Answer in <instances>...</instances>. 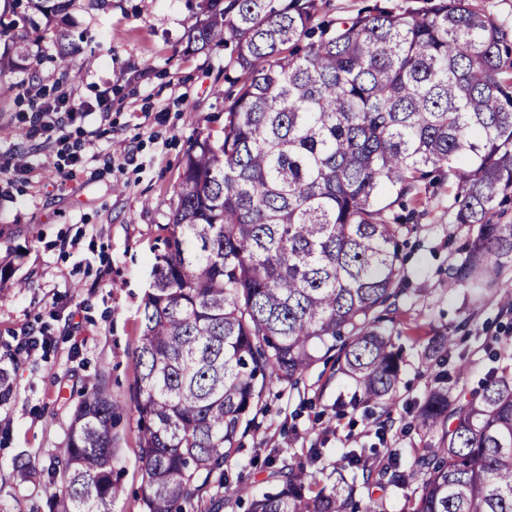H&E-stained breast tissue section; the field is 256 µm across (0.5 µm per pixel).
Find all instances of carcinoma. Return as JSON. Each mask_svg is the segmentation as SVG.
Masks as SVG:
<instances>
[{
  "label": "carcinoma",
  "instance_id": "obj_1",
  "mask_svg": "<svg viewBox=\"0 0 512 512\" xmlns=\"http://www.w3.org/2000/svg\"><path fill=\"white\" fill-rule=\"evenodd\" d=\"M14 0L0 12V99L31 69L30 45L76 4ZM184 51L224 49L238 86L222 135L198 134L172 195L164 250L142 300L136 362L144 512H185L228 464L273 385L322 355L359 402L396 405L400 354L378 326L396 306L407 204L434 179L456 186L453 221L477 227L448 270V287L494 284L512 262V28L468 0L395 12L374 4L317 21L319 0H197ZM75 39L55 29L70 72ZM455 345L444 332L427 350ZM417 409L437 433L410 471L351 451L334 480L311 471L322 450L291 457L281 483L244 512H380L357 488L420 477L411 512H512V376L448 403V371ZM112 397L76 405L63 453L47 469L60 512H107L113 478Z\"/></svg>",
  "mask_w": 512,
  "mask_h": 512
}]
</instances>
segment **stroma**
Masks as SVG:
<instances>
[{
	"mask_svg": "<svg viewBox=\"0 0 512 512\" xmlns=\"http://www.w3.org/2000/svg\"><path fill=\"white\" fill-rule=\"evenodd\" d=\"M73 33L94 37L62 75L52 36L33 47L23 88L0 102V368L13 394L0 403V512H54L46 470L60 455L75 406L100 384L116 406L112 434L123 487L109 512H143L135 405L143 295L163 250L173 187L198 133L220 135L236 89L224 81V53H188L185 31L197 20L188 0H106L103 10L71 12ZM69 100L82 110L54 139L23 134L32 102ZM69 168L68 176L57 173ZM451 180L423 198L402 248L401 288L384 326L401 347L398 404L389 419L355 399L356 388L325 356L296 385H274L256 428L229 461L234 479L213 474L186 512H242L237 497L269 490L280 450L323 451L333 470L351 449H416L436 444L412 420L436 385L424 356L429 338L454 333L449 397L481 389L489 372L512 373V264L489 288H452L448 269L469 235L455 224ZM25 288H17V281ZM41 337L19 354L27 332Z\"/></svg>",
	"mask_w": 512,
	"mask_h": 512,
	"instance_id": "obj_1",
	"label": "stroma"
}]
</instances>
